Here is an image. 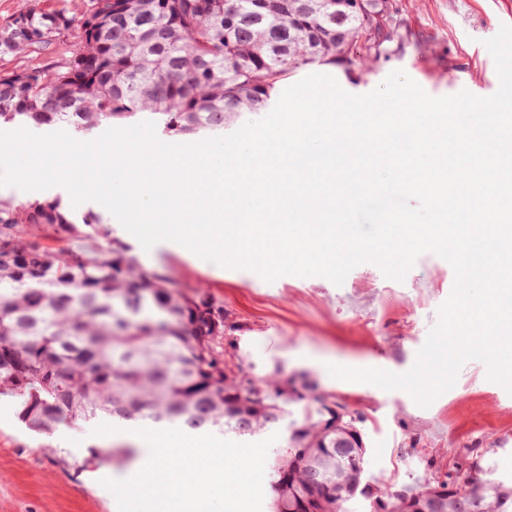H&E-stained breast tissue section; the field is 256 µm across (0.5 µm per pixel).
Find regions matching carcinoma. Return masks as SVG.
<instances>
[{"instance_id": "cac0c4a2", "label": "carcinoma", "mask_w": 512, "mask_h": 512, "mask_svg": "<svg viewBox=\"0 0 512 512\" xmlns=\"http://www.w3.org/2000/svg\"><path fill=\"white\" fill-rule=\"evenodd\" d=\"M111 0L94 29L35 7L0 30V55L56 42L69 56L52 71H0V122L67 124L78 132L135 118L171 139L220 131L240 112L266 109L270 92L315 62L365 68L403 39L385 0L336 23V0ZM224 311L167 275L142 268L130 246L88 215L77 223L56 200L0 199V394L20 399L19 419L49 433L63 422L108 416L177 424L192 434L249 437L285 427L273 469L271 512H290L288 459L350 436L321 430L326 413L308 392L290 409L288 383L224 372ZM366 464L327 460L336 469ZM356 496L332 495L315 512H354ZM485 512H512V485L488 481Z\"/></svg>"}]
</instances>
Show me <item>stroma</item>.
Returning a JSON list of instances; mask_svg holds the SVG:
<instances>
[{
    "instance_id": "stroma-1",
    "label": "stroma",
    "mask_w": 512,
    "mask_h": 512,
    "mask_svg": "<svg viewBox=\"0 0 512 512\" xmlns=\"http://www.w3.org/2000/svg\"><path fill=\"white\" fill-rule=\"evenodd\" d=\"M35 6L78 16L88 0H0V29ZM392 12L408 38L388 44L368 71L345 67L350 94L372 92L398 69L433 97L497 91L485 42L512 26V0H392ZM130 242L145 269L164 271L186 293H204L223 309L224 350L251 376L296 378L358 412L368 477L398 486L512 481V394L489 379L482 361L465 362L454 386L426 407L404 391L328 371L332 364L411 369L454 287V270L443 258L421 254L401 281L364 263L339 286L320 276L284 275L269 283L253 271L184 253L171 241L148 250ZM97 425L93 419L38 433L20 421L17 400L1 395L0 512H115L104 482L130 478L134 463L111 458V441L96 434Z\"/></svg>"
}]
</instances>
